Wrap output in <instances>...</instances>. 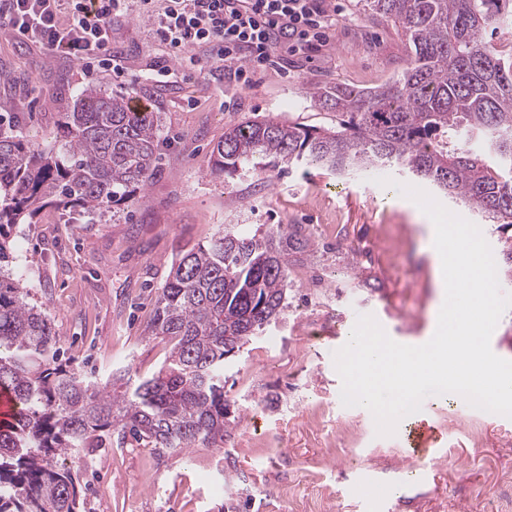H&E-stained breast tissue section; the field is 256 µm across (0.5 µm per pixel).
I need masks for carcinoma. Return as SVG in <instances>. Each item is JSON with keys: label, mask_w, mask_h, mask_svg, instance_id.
Instances as JSON below:
<instances>
[{"label": "carcinoma", "mask_w": 512, "mask_h": 512, "mask_svg": "<svg viewBox=\"0 0 512 512\" xmlns=\"http://www.w3.org/2000/svg\"><path fill=\"white\" fill-rule=\"evenodd\" d=\"M401 30L402 73L383 85L318 92L340 121L307 128L247 120L212 149V173L261 157L340 176L397 168L498 224L512 280V53L483 40L512 25V0H366ZM133 98L79 91L56 127L57 149L0 131V391L14 403L0 423V512H82L68 455L113 442L159 452L218 448L231 425L224 361L288 308V265L317 250L298 224L234 225L182 248L156 299L151 333L170 343L162 368L131 391L99 386L60 362L55 332L12 268L10 231L47 206L104 217L146 188L157 164L160 118Z\"/></svg>", "instance_id": "1"}]
</instances>
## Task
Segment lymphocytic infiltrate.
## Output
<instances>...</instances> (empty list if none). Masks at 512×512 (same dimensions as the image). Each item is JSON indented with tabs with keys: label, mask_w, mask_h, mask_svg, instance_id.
<instances>
[{
	"label": "lymphocytic infiltrate",
	"mask_w": 512,
	"mask_h": 512,
	"mask_svg": "<svg viewBox=\"0 0 512 512\" xmlns=\"http://www.w3.org/2000/svg\"><path fill=\"white\" fill-rule=\"evenodd\" d=\"M129 0H0V29L45 53L88 68L111 66L112 25ZM70 18L61 21V10ZM153 35L169 58L158 82L222 65L228 76L252 85L257 70L275 66L283 54L311 55L336 25L328 0H162L152 12Z\"/></svg>",
	"instance_id": "1"
}]
</instances>
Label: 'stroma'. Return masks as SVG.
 I'll use <instances>...</instances> for the list:
<instances>
[{"mask_svg": "<svg viewBox=\"0 0 512 512\" xmlns=\"http://www.w3.org/2000/svg\"><path fill=\"white\" fill-rule=\"evenodd\" d=\"M331 2L328 45L284 57L250 87L219 70L155 83L164 57L141 0L112 26L119 76L86 75L0 30V128L53 147L60 112L89 85L144 101L161 118L160 165L132 202L102 221L48 207L12 232L14 266L51 320L61 359L90 379L125 369L136 381L160 369L168 344L149 327L181 248L207 244L228 224H301L320 247L292 264L283 319L224 364L236 423L223 447L94 449L96 468L77 470L85 512H382L389 501L392 512H512V419L469 411L450 394L427 397L444 456L425 459L434 477L424 483L399 435H377L371 413L340 399L333 354L350 338L352 309L380 313L405 345L432 334L440 295L425 247L429 219L396 189L419 179L393 169L383 187L372 171L207 168L226 129L254 118L335 126L317 100L321 88H373L405 68L393 23L365 0ZM376 224L386 225L393 258L373 239Z\"/></svg>", "mask_w": 512, "mask_h": 512, "instance_id": "obj_1", "label": "stroma"}]
</instances>
